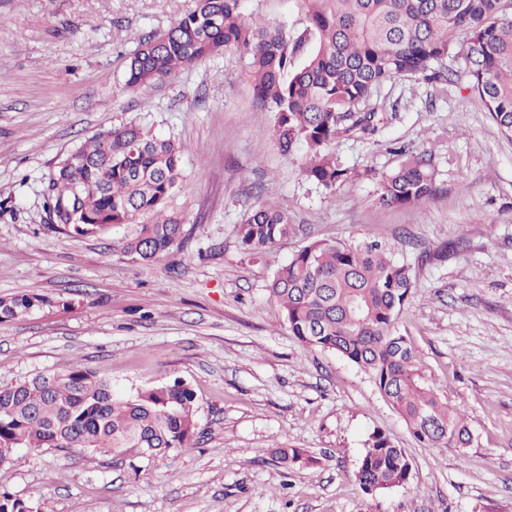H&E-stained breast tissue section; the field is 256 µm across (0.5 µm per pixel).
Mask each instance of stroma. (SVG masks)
Segmentation results:
<instances>
[{
  "mask_svg": "<svg viewBox=\"0 0 512 512\" xmlns=\"http://www.w3.org/2000/svg\"><path fill=\"white\" fill-rule=\"evenodd\" d=\"M195 0H0V297L47 303L0 322V387L80 364L128 394L181 379L199 406L190 448L122 463L107 452L20 448L0 492L36 512H512V140L464 105L469 76L404 78L368 102L377 130L331 149L356 172L326 191L287 154L257 99L250 58L224 50L145 90L127 62ZM247 22L304 29L300 0H243ZM138 122L181 143L174 207L184 238L157 260L114 252L126 224L73 238L43 189L99 131ZM427 155L436 192L381 206L394 148ZM288 211L297 232L247 254L236 228L252 206ZM317 240L392 245L412 267L398 331L424 385L466 416L470 447L427 448L371 378L339 354L303 349L270 296L273 271ZM384 431L411 463L407 485L365 493L355 473ZM281 446L313 462L284 466Z\"/></svg>",
  "mask_w": 512,
  "mask_h": 512,
  "instance_id": "1",
  "label": "stroma"
}]
</instances>
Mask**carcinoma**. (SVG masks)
Masks as SVG:
<instances>
[{"instance_id":"obj_1","label":"carcinoma","mask_w":512,"mask_h":512,"mask_svg":"<svg viewBox=\"0 0 512 512\" xmlns=\"http://www.w3.org/2000/svg\"><path fill=\"white\" fill-rule=\"evenodd\" d=\"M241 2L196 0L178 24L145 39L130 59L127 86L151 87L223 48L244 50L256 94L275 113L283 151L305 147V176L331 191L351 172L328 146L341 135L377 130L376 112L365 108L372 93L397 79L448 80L441 66L456 48L471 78L464 103L484 109L512 138V0H301L308 25L300 32L246 22ZM184 151L135 122L101 131L50 174L45 206L74 238L139 224L112 249L153 261L183 234V218L169 204ZM398 157L378 181V202L402 208L432 196L430 161L410 150ZM292 232L288 213L268 204L237 225L240 243L251 251ZM411 288V267L378 242H311L268 284L303 348L339 353L365 371L424 446L466 448L472 435L464 414L422 384L417 351L396 330ZM44 304L36 294L0 297V322ZM197 411L193 389L180 379L120 394L85 366L38 375L0 387V462L17 448H83L141 459L187 448ZM274 455L285 466L313 462L299 448H278ZM355 477L374 493L404 486L408 458L375 431ZM0 512L32 510L1 494Z\"/></svg>"}]
</instances>
